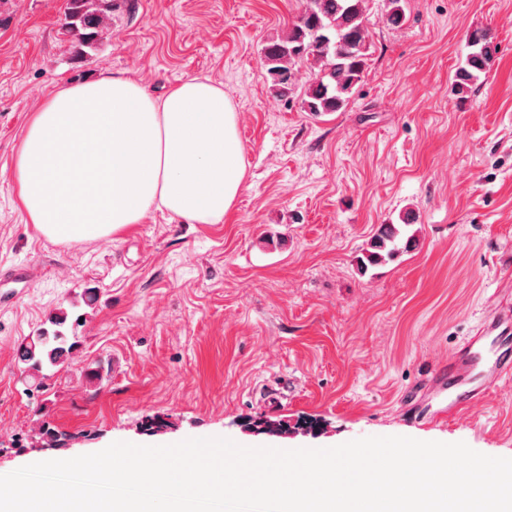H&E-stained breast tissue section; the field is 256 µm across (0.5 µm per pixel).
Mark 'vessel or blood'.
Wrapping results in <instances>:
<instances>
[{
  "label": "vessel or blood",
  "mask_w": 512,
  "mask_h": 512,
  "mask_svg": "<svg viewBox=\"0 0 512 512\" xmlns=\"http://www.w3.org/2000/svg\"><path fill=\"white\" fill-rule=\"evenodd\" d=\"M512 376V310L490 315L473 336L466 338L449 363L438 366L428 379L434 395H447L432 418L444 421L477 405L502 379Z\"/></svg>",
  "instance_id": "vessel-or-blood-1"
}]
</instances>
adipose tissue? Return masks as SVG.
Here are the masks:
<instances>
[{
  "mask_svg": "<svg viewBox=\"0 0 512 512\" xmlns=\"http://www.w3.org/2000/svg\"><path fill=\"white\" fill-rule=\"evenodd\" d=\"M11 177L27 221L58 242L112 237L154 209L220 224L245 180L238 115L211 79L159 96L106 71L34 112Z\"/></svg>",
  "mask_w": 512,
  "mask_h": 512,
  "instance_id": "obj_1",
  "label": "adipose tissue"
}]
</instances>
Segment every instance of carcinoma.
Wrapping results in <instances>:
<instances>
[{"mask_svg":"<svg viewBox=\"0 0 512 512\" xmlns=\"http://www.w3.org/2000/svg\"><path fill=\"white\" fill-rule=\"evenodd\" d=\"M366 0H302V9L291 26L267 40L263 62L273 91L286 97L299 67L309 70V84L302 99L304 111L313 115L340 112L346 108L362 81L370 56ZM386 22L400 28L406 22L404 0H386ZM112 23V0H64L63 26L82 46L91 48ZM465 60L454 74L456 94L467 95L480 75L490 71L496 45L491 32L476 28L468 34ZM413 225L404 216L402 224H382L361 249L360 270L395 260L416 244L415 235L403 236L401 226ZM66 309L50 314L34 336L22 342L16 359L23 365L24 381L35 390L55 369L73 358L79 346L75 328L80 318L69 321ZM43 448H63L70 436L47 422L33 429Z\"/></svg>","mask_w":512,"mask_h":512,"instance_id":"cac0c4a2","label":"carcinoma"}]
</instances>
